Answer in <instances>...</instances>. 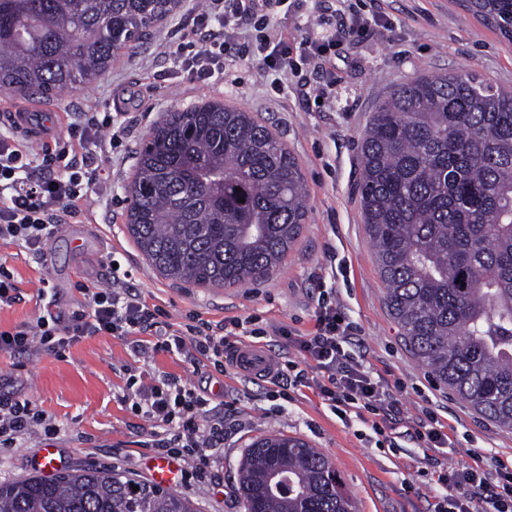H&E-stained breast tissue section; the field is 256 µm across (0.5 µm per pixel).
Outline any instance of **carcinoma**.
Returning <instances> with one entry per match:
<instances>
[{
  "label": "carcinoma",
  "mask_w": 512,
  "mask_h": 512,
  "mask_svg": "<svg viewBox=\"0 0 512 512\" xmlns=\"http://www.w3.org/2000/svg\"><path fill=\"white\" fill-rule=\"evenodd\" d=\"M179 2L0 0V93L50 98L97 80ZM462 5L512 42V0ZM361 166L362 220L400 335L439 384L512 430V90L471 73L416 77L376 107ZM127 193V229L148 262L202 288L269 277L307 218L285 145L218 100L160 114ZM275 470L288 477L278 492ZM240 496L245 512H354L327 458L284 434L248 446ZM0 512L196 510L171 490L84 469L0 483Z\"/></svg>",
  "instance_id": "1"
}]
</instances>
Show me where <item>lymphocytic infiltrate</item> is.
<instances>
[{
	"instance_id": "lymphocytic-infiltrate-1",
	"label": "lymphocytic infiltrate",
	"mask_w": 512,
	"mask_h": 512,
	"mask_svg": "<svg viewBox=\"0 0 512 512\" xmlns=\"http://www.w3.org/2000/svg\"><path fill=\"white\" fill-rule=\"evenodd\" d=\"M283 2L206 0L174 50L181 70L199 81L219 78L226 72V59L232 58L257 61L267 73H285L294 65L293 48L271 23L275 8ZM246 25L253 33L243 46L239 40ZM105 129L115 139L127 133L125 127L115 125L111 114L82 113L38 156L25 142L0 136L1 242L41 253L45 242L80 214L98 189L99 172L77 166L75 158ZM157 314L117 276L111 289L89 292L86 310L67 325L45 313L18 329L0 330V350L26 351L36 343L58 355L81 337L113 336L123 338L143 361L161 351L179 355L193 367L208 361L220 372L229 337L244 327L239 319L211 321L192 315L180 328L146 339V332L157 324ZM351 332V324L331 296L320 298L313 333H284L301 360L277 366V395L287 398L291 386L312 389L338 417L358 419L381 435L398 417L400 401L386 380L347 352ZM123 399L153 422L151 446L160 457L203 464L223 454L224 418L213 412L207 391L164 375L129 388ZM57 431L54 418L32 401L0 399V449ZM434 475L433 512H472L477 501L482 512H512V464L500 459L486 463L478 457L466 466H438Z\"/></svg>"
}]
</instances>
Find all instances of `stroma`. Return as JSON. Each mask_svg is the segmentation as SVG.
Here are the masks:
<instances>
[{"label": "stroma", "mask_w": 512, "mask_h": 512, "mask_svg": "<svg viewBox=\"0 0 512 512\" xmlns=\"http://www.w3.org/2000/svg\"><path fill=\"white\" fill-rule=\"evenodd\" d=\"M199 0H181L140 47L120 52L95 83L43 99L42 104L69 126L84 112H112L128 128L114 150L123 165L109 169L101 194L91 196L84 214L66 224L43 247V259L25 248L0 243L17 280L19 299L0 307V330L35 319L54 303L60 320L82 310L85 288L112 285V267L126 272L128 286L162 309V324L178 327L187 316L219 321L249 319L268 329L258 347L273 361L298 360L277 327L297 334L313 331L321 291L333 290L354 340L348 352L389 382H401L402 413L392 441L374 442L360 423L347 424L312 390H294L276 408L268 379L225 366L192 368L177 356L160 353L151 363L135 359L125 341L113 336L84 337L62 355L37 349L0 351V398L28 399L55 418L59 432L48 443L62 467L111 469L150 482L153 423L122 401L129 369L144 378L165 373L206 389L211 405L224 414V453L194 481V467L182 461L174 487L198 512H244L238 494V466L248 444L274 433L308 442L333 465L350 491L356 512H430L434 502L433 463L471 464L512 458V431L476 413L438 387L404 346L384 302L372 244L362 221L357 193L361 178L360 137L378 103L394 88L426 73H473L512 88V43L460 9L455 0H288L273 18L289 38L318 36L327 24L355 13L378 16L380 25L342 43L318 60L297 56V67L272 92L258 67L228 63L217 80H190L173 50L192 23ZM336 82L325 87L327 72ZM215 98L256 116L284 143L298 163L309 193L303 233L278 270L261 282L234 288H192L159 274L144 258L126 227V186L136 153L158 114ZM431 409L445 424L451 447L429 454L409 435ZM0 451V482L38 474L32 459L44 443Z\"/></svg>", "instance_id": "obj_1"}]
</instances>
